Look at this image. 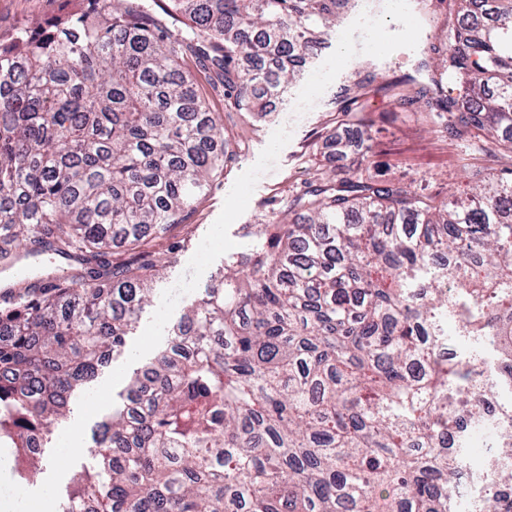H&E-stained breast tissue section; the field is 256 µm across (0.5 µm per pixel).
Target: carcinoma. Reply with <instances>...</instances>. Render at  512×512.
<instances>
[{
  "label": "carcinoma",
  "instance_id": "1",
  "mask_svg": "<svg viewBox=\"0 0 512 512\" xmlns=\"http://www.w3.org/2000/svg\"><path fill=\"white\" fill-rule=\"evenodd\" d=\"M0 43V238L75 262L0 309V443L36 470L53 421L95 380L150 300L139 251L206 194L234 154L193 55L224 71L230 112L284 98L339 0H76ZM431 88L400 112L448 114L512 153V0H422ZM254 67L245 71L239 61ZM338 153L368 160L345 110ZM94 432L92 471L62 512H455L461 416L496 434L470 512H512V167L448 200L355 173L304 182L250 231ZM131 261L105 259L115 242ZM471 344L447 360L448 324Z\"/></svg>",
  "mask_w": 512,
  "mask_h": 512
}]
</instances>
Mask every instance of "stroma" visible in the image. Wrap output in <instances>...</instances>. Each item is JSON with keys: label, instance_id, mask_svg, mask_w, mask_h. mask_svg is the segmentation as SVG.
Masks as SVG:
<instances>
[{"label": "stroma", "instance_id": "obj_1", "mask_svg": "<svg viewBox=\"0 0 512 512\" xmlns=\"http://www.w3.org/2000/svg\"><path fill=\"white\" fill-rule=\"evenodd\" d=\"M68 8L67 0H0V42L10 41L20 24L54 19ZM356 18L353 12L344 17L330 33L327 47L309 60L290 88L289 99L306 104L305 111L293 120L272 106L263 117L249 112H226L221 73L203 67L195 57H186L185 67L195 75L210 110L224 118V136L234 159L213 181L193 215L172 227L164 239L149 243V250L166 252L171 257L153 281L154 297H161L185 272L189 259L220 214L235 179L257 162L272 133L280 127H289L292 138L279 153L275 166L260 177L246 211L229 230L241 252L251 245L249 228L271 218L279 208L280 198L298 191L315 171L343 172L356 167L361 175L369 176L379 169L386 178L444 199L465 183V165L475 160L485 166L493 165L492 156L475 159L466 155L442 122H428L394 111L391 95L383 91V84L414 74L425 59L423 43L404 35L405 18L386 21V28L398 37L399 43L394 53L383 59L382 69L374 79L369 76L374 60L372 43ZM342 41L356 58L354 67L344 71L336 65V50ZM361 81L366 84L364 105L370 122L371 163L364 167L358 166L356 157H335L322 148L326 137L342 134L344 129L343 110L348 102L340 94L341 85ZM68 270V261L55 255L19 257L10 268H0V307L7 305V290L17 282L59 277Z\"/></svg>", "mask_w": 512, "mask_h": 512}]
</instances>
